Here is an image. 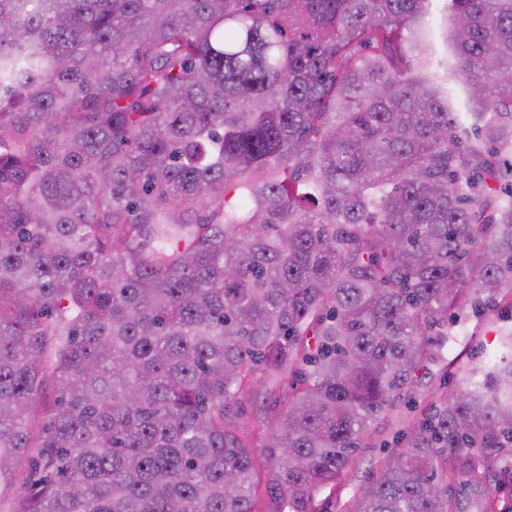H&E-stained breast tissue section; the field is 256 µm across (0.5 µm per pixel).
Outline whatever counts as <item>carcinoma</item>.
Here are the masks:
<instances>
[{
	"label": "carcinoma",
	"mask_w": 512,
	"mask_h": 512,
	"mask_svg": "<svg viewBox=\"0 0 512 512\" xmlns=\"http://www.w3.org/2000/svg\"><path fill=\"white\" fill-rule=\"evenodd\" d=\"M507 153L512 0H0V502L319 512L512 310ZM463 375L345 512H512V332ZM466 314L469 321L461 324V328L466 332L468 339L458 344H452L445 352V356L450 363V372L455 373L448 379V394L456 389L460 384L463 375L461 367H465L469 359H479L490 353L498 342V336L501 328L512 327L511 311L495 314L496 316H486L484 313L472 312L467 307ZM428 372L429 374L422 378L423 386L417 389L412 405H410L411 408L400 403L390 410L384 422L385 430L380 429L375 433L371 441L372 448H361L357 465L353 468L352 478L342 484L339 491H336V499L330 498L324 503V511L344 512L370 462L381 459L387 454L386 448H380L381 445L383 446V442L392 446L394 435L404 429L411 418L419 416L427 408L432 393L436 391L439 384L437 369L432 368Z\"/></svg>",
	"instance_id": "carcinoma-1"
}]
</instances>
